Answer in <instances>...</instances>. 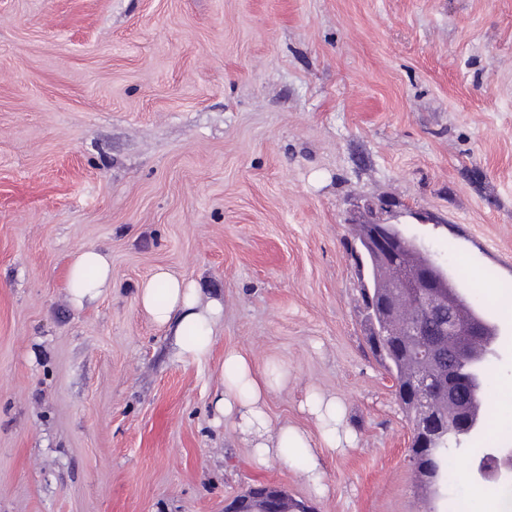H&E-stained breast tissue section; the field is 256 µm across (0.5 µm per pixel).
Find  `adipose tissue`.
<instances>
[{
	"mask_svg": "<svg viewBox=\"0 0 512 512\" xmlns=\"http://www.w3.org/2000/svg\"><path fill=\"white\" fill-rule=\"evenodd\" d=\"M112 281V265L96 248L80 251L72 260L67 288L75 305L97 299ZM137 301L152 322L162 328H172L177 353L183 358H200L212 348L211 337L220 324L224 306L219 300L207 305L199 303L196 281L173 275L165 267L154 269L137 291ZM223 388L214 402V411L236 425L253 450L257 462L279 456L286 448L293 449L315 491H322V454L352 445L353 434L344 425V411L333 398L311 395L308 412L319 427L318 439L300 427L282 425L270 429L266 411L267 397L280 384V377L256 370L251 360L241 352L229 349L221 365Z\"/></svg>",
	"mask_w": 512,
	"mask_h": 512,
	"instance_id": "ef3b65f1",
	"label": "adipose tissue"
}]
</instances>
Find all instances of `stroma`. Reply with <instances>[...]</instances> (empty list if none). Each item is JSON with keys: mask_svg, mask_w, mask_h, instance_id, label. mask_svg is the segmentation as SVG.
Returning a JSON list of instances; mask_svg holds the SVG:
<instances>
[{"mask_svg": "<svg viewBox=\"0 0 512 512\" xmlns=\"http://www.w3.org/2000/svg\"><path fill=\"white\" fill-rule=\"evenodd\" d=\"M368 202L482 306L512 298V0H0V512H224L259 481L316 512H486L466 455L447 500L418 488L351 257ZM91 246L112 285L78 308ZM159 266L222 300L209 356L138 305ZM228 348L283 367L273 425L342 404L322 493L215 423ZM111 282L112 265L99 249L80 251L69 266L67 288L77 306L97 299Z\"/></svg>", "mask_w": 512, "mask_h": 512, "instance_id": "35a3bbf8", "label": "stroma"}]
</instances>
